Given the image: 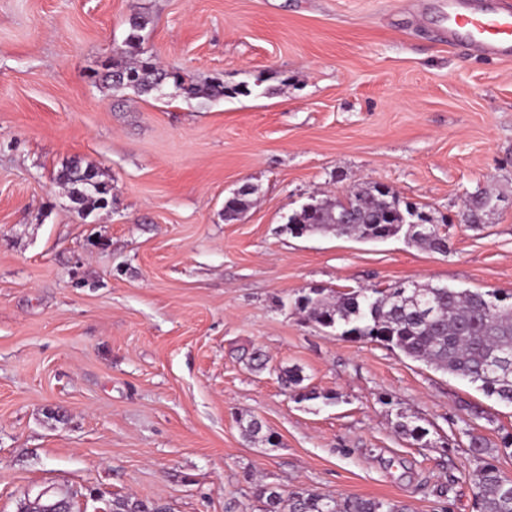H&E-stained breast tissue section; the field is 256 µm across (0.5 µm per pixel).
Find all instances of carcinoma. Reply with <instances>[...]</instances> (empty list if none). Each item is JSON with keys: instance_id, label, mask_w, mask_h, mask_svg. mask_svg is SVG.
Masks as SVG:
<instances>
[{"instance_id": "carcinoma-1", "label": "carcinoma", "mask_w": 512, "mask_h": 512, "mask_svg": "<svg viewBox=\"0 0 512 512\" xmlns=\"http://www.w3.org/2000/svg\"><path fill=\"white\" fill-rule=\"evenodd\" d=\"M150 23L146 15L130 19L123 53L132 56L133 62L117 60L105 66L103 82L115 91L132 89L148 94L170 80L176 89L189 95L224 94L221 84L200 87L187 82L177 72L160 68L152 57L141 56L140 46ZM59 180L69 187V196L80 204L101 202L109 193L107 185L98 180V173L88 167L68 166L61 171ZM249 195L251 192L242 190L228 201L224 220L240 219L250 205ZM493 202V195L476 193L468 212L463 214L465 221L478 223V212L491 208ZM411 220L409 206L402 204L396 194H381L376 185L367 184L343 198L312 204L295 213L291 231L298 235L333 232L371 242L398 235ZM425 222L431 225V231L424 235L411 234L410 241L435 253H447V224H436L432 217ZM296 306L309 320L340 332L344 338L382 343L412 360L468 381L501 403L512 405V305H502L487 293L432 284H418L413 288H360L336 294L323 289L299 298ZM496 356L501 358V364L492 374L488 362ZM281 381L291 389L296 400L321 397L301 386L303 377L297 368L283 370ZM321 398L331 400L333 396ZM395 431L426 444L428 431L419 425L399 421ZM243 435L251 441L260 438L272 446L277 444L276 435L264 430L256 419L246 423ZM468 436L469 452L478 462L469 479L477 491L479 512H512V481L489 460L491 447L486 438L472 431ZM258 498L263 503V512H406L404 506L392 501L335 497L306 488L284 494L275 487L262 486ZM112 512H163V509L116 497L112 500Z\"/></svg>"}]
</instances>
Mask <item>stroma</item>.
Masks as SVG:
<instances>
[{"label": "stroma", "instance_id": "1", "mask_svg": "<svg viewBox=\"0 0 512 512\" xmlns=\"http://www.w3.org/2000/svg\"><path fill=\"white\" fill-rule=\"evenodd\" d=\"M138 13L145 55L225 95L102 82ZM73 163L106 203L70 201ZM366 182L446 217L447 253L289 232ZM411 282L512 296V61L449 43L432 0H0V512H260L263 484L477 512L465 430L512 478V406L294 306ZM280 377L284 386L290 388L294 393L293 397L295 400H315L320 397V395H317L315 392L307 391L305 387H300L303 382V377L298 368L285 369Z\"/></svg>", "mask_w": 512, "mask_h": 512}]
</instances>
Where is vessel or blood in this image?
<instances>
[{
  "label": "vessel or blood",
  "mask_w": 512,
  "mask_h": 512,
  "mask_svg": "<svg viewBox=\"0 0 512 512\" xmlns=\"http://www.w3.org/2000/svg\"><path fill=\"white\" fill-rule=\"evenodd\" d=\"M440 8L449 40L486 57L512 59V9L488 12L476 8L472 0H442Z\"/></svg>",
  "instance_id": "vessel-or-blood-1"
}]
</instances>
